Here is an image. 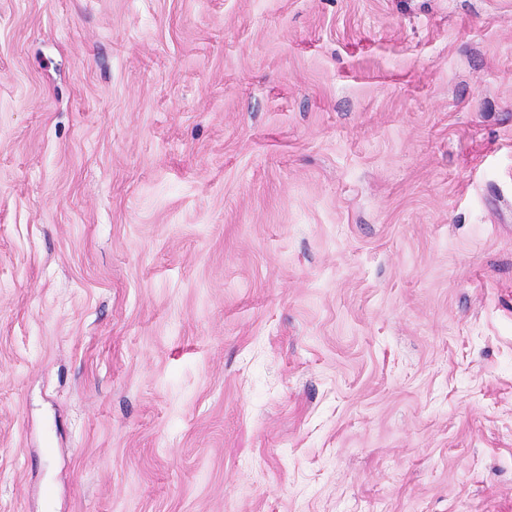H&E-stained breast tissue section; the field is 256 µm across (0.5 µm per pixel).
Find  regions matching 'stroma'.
Returning <instances> with one entry per match:
<instances>
[{"instance_id": "35a3bbf8", "label": "stroma", "mask_w": 512, "mask_h": 512, "mask_svg": "<svg viewBox=\"0 0 512 512\" xmlns=\"http://www.w3.org/2000/svg\"><path fill=\"white\" fill-rule=\"evenodd\" d=\"M0 512H512V0H0Z\"/></svg>"}]
</instances>
